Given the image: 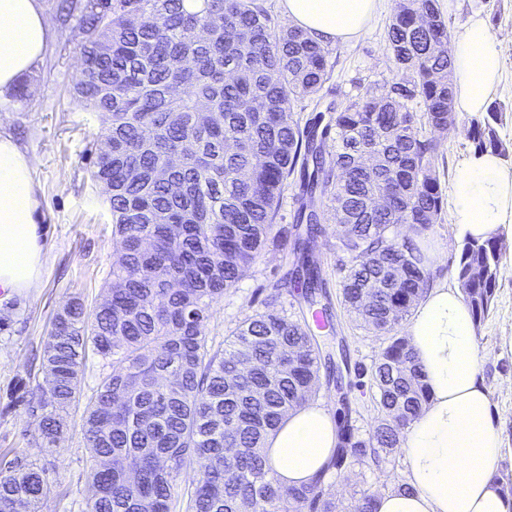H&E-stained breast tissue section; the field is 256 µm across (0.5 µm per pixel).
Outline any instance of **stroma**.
Here are the masks:
<instances>
[{"label": "stroma", "mask_w": 512, "mask_h": 512, "mask_svg": "<svg viewBox=\"0 0 512 512\" xmlns=\"http://www.w3.org/2000/svg\"><path fill=\"white\" fill-rule=\"evenodd\" d=\"M399 0H381L367 33L347 42H331L327 48L336 59L330 79L317 101L302 99L295 112L310 115L315 104L344 102L374 83L390 81L394 63L387 49V27ZM451 37H458L471 16L484 18L493 31L512 33V0H438ZM84 35L78 19L55 21L53 37L44 59L21 83L26 96L0 100V131L18 146L34 154V185L40 202L41 238L46 258L39 288L5 294L0 290V455L40 457L49 473L51 493L43 512H87L89 450L83 435V406L64 415L65 431L56 449L38 456L36 430L26 411L30 392L44 373L42 355L56 315L72 298L94 307L106 297L105 281L120 248L112 236L99 187L91 180L94 152L99 146V127L76 100ZM471 117L462 113L454 132L430 131L437 146L435 168L444 197H451L460 163L474 150L469 137ZM318 238L314 251L329 280L333 334L317 339L323 349H335L345 340L354 361L371 366L387 339L359 328L340 303L344 275L343 255L336 250L335 223ZM460 237L448 220H441L424 240L432 280L458 289L455 262ZM291 239L266 248L247 270L237 288L217 302L207 322L206 334L220 345L228 331L251 315L270 308L293 310L297 283L269 302V286L286 277V256ZM512 336V252L503 251L493 306L475 333L482 360L480 378L487 389L491 418L502 441L496 472L512 471V349L503 343ZM409 474L406 457L395 453L385 468L357 466L333 483L331 494L339 512L353 501V494L371 488L379 494L400 488Z\"/></svg>", "instance_id": "1"}]
</instances>
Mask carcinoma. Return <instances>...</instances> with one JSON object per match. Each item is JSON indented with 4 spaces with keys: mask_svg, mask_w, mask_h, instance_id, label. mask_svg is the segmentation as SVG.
Listing matches in <instances>:
<instances>
[{
    "mask_svg": "<svg viewBox=\"0 0 512 512\" xmlns=\"http://www.w3.org/2000/svg\"><path fill=\"white\" fill-rule=\"evenodd\" d=\"M86 0L80 8L81 77L75 92L112 151L98 148L92 180L102 189L121 250L109 298L93 310L75 299L44 347L39 407L28 406L39 452L63 434L60 412L79 401L88 351L108 361L85 404L90 451L88 512H172L184 460L197 477L181 494L185 512H336L325 492L353 465L391 462L429 400L425 374L402 336L428 289L426 258L410 238L441 220L436 145L426 129L455 126L452 47L438 0H400L387 49L398 78L366 88L320 126L293 102L330 79L329 52L297 27L280 25L259 0ZM433 18L431 26L420 17ZM423 111H413V104ZM503 106L471 120L474 150L506 149ZM376 165L364 166V156ZM300 173L295 278L308 312L325 280L313 253L336 221L349 265L343 305L365 330L388 336L370 368L323 355L306 324L284 311L258 312L224 337L206 335L213 303L237 287L282 234L275 229L288 181ZM395 189L388 211L369 201ZM500 239L465 237L456 264L475 323L488 316L501 272ZM368 378L378 411L367 434L347 399L336 410L338 446L312 480L283 485L263 448L288 412L312 400L321 376ZM51 485L27 458L0 459V512L19 496L42 512Z\"/></svg>",
    "mask_w": 512,
    "mask_h": 512,
    "instance_id": "carcinoma-1",
    "label": "carcinoma"
}]
</instances>
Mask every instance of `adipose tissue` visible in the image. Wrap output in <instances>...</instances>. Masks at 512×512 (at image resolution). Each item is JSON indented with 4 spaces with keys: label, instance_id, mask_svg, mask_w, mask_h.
Masks as SVG:
<instances>
[{
    "label": "adipose tissue",
    "instance_id": "1",
    "mask_svg": "<svg viewBox=\"0 0 512 512\" xmlns=\"http://www.w3.org/2000/svg\"><path fill=\"white\" fill-rule=\"evenodd\" d=\"M378 2L280 0V6L289 25L335 42L363 36ZM51 36L41 0H0V98L41 61ZM511 54L512 35L493 34L477 15L467 21L453 46L457 111H486ZM33 166V156L0 133V288L19 293L39 287L45 269ZM450 214L461 234L482 240L503 234L512 242V167L502 156L474 153L459 166ZM407 336L430 398L401 442L412 490L379 496L377 512H512L494 478L501 440L490 421L475 322L462 295L444 285L430 287ZM336 445L333 418L310 402L289 412L268 437L265 453L281 481L298 486L327 464Z\"/></svg>",
    "mask_w": 512,
    "mask_h": 512
}]
</instances>
